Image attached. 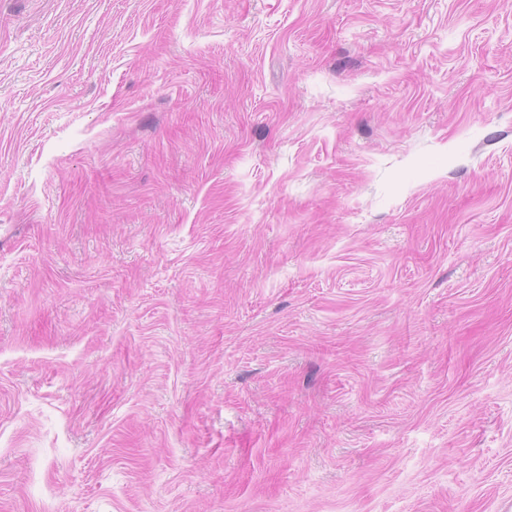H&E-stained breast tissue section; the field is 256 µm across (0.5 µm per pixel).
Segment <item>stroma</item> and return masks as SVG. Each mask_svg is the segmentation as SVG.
Listing matches in <instances>:
<instances>
[{"label": "stroma", "instance_id": "stroma-1", "mask_svg": "<svg viewBox=\"0 0 512 512\" xmlns=\"http://www.w3.org/2000/svg\"><path fill=\"white\" fill-rule=\"evenodd\" d=\"M0 512H512V0H0Z\"/></svg>", "mask_w": 512, "mask_h": 512}]
</instances>
